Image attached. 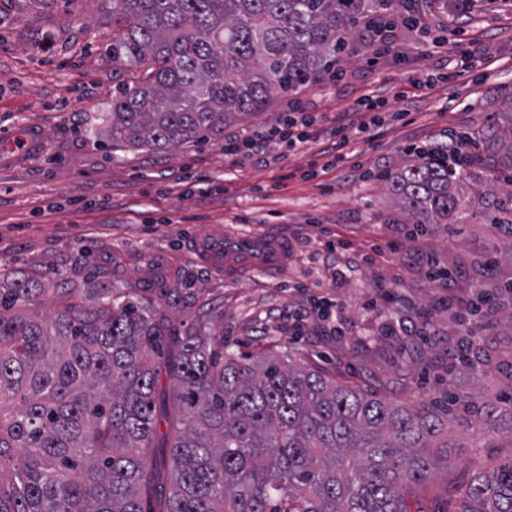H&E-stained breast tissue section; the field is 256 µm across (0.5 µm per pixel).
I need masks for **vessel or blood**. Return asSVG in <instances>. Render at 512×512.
<instances>
[{"mask_svg":"<svg viewBox=\"0 0 512 512\" xmlns=\"http://www.w3.org/2000/svg\"><path fill=\"white\" fill-rule=\"evenodd\" d=\"M193 252L212 268L228 273L249 269L274 273L287 263L290 245L284 239L259 235L240 239L215 236L198 239Z\"/></svg>","mask_w":512,"mask_h":512,"instance_id":"1","label":"vessel or blood"}]
</instances>
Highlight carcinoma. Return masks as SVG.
Returning a JSON list of instances; mask_svg holds the SVG:
<instances>
[{"instance_id":"1","label":"carcinoma","mask_w":512,"mask_h":512,"mask_svg":"<svg viewBox=\"0 0 512 512\" xmlns=\"http://www.w3.org/2000/svg\"><path fill=\"white\" fill-rule=\"evenodd\" d=\"M112 58L145 78L112 97L131 149L216 137L275 93L328 73L351 31L396 0H109ZM421 151L388 189L414 224H461V167L512 170V117ZM495 228L512 252V202ZM37 279L0 275V512H423L417 490L475 433L512 448V403L377 398L298 361L224 351L192 327L168 365L167 323L135 289H68L43 319ZM183 417L155 485L160 369ZM453 512H512V458L477 465Z\"/></svg>"}]
</instances>
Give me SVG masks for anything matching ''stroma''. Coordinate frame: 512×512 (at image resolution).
I'll return each instance as SVG.
<instances>
[{
	"label": "stroma",
	"mask_w": 512,
	"mask_h": 512,
	"mask_svg": "<svg viewBox=\"0 0 512 512\" xmlns=\"http://www.w3.org/2000/svg\"><path fill=\"white\" fill-rule=\"evenodd\" d=\"M108 8L109 0H0V268L46 283L41 315L58 311L62 290L108 279L138 289L168 319L172 348L188 326H202L231 351L287 355L380 398H440L452 383L512 398V329L477 336L479 362L448 375V341L466 302L512 279L492 227L512 186L487 191L488 170L469 171L465 222L415 226L384 181L410 150L481 128L512 105V0H417L420 29L397 30L402 62L373 59L350 36L341 81L327 75L274 95L231 125L267 133L296 100L318 115L302 150L265 163L225 155L220 136L161 151L112 145V97L141 73L113 62ZM426 30L451 40L465 31L492 65L415 90L453 58H424ZM365 94L388 101L377 138H350L341 167L304 178L326 162L330 128L350 123ZM216 235L284 237L292 251L279 273L228 280L191 251L195 237ZM392 238L400 253L387 249ZM330 239L343 248L328 250ZM427 256L455 264L454 289L426 278ZM464 477L459 465H440L423 512H445L447 488Z\"/></svg>",
	"instance_id": "1"
}]
</instances>
